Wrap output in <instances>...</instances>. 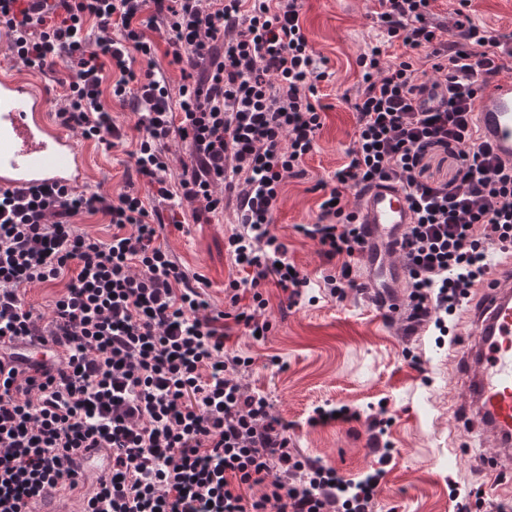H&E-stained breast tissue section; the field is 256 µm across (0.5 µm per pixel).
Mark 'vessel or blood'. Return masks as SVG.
<instances>
[{
	"label": "vessel or blood",
	"instance_id": "b4317fda",
	"mask_svg": "<svg viewBox=\"0 0 512 512\" xmlns=\"http://www.w3.org/2000/svg\"><path fill=\"white\" fill-rule=\"evenodd\" d=\"M49 99L28 78L0 70V190L64 187L84 190L90 181V155L73 129L49 118ZM478 135L505 164L512 166V77L494 76L478 93L474 106ZM367 227L369 269L381 273L388 287L405 282L402 268L390 256L414 214L398 186L372 188L357 207ZM481 296L467 317L470 339L461 352L463 394L456 407L461 422L494 448L486 466L512 462V258L496 265L480 288ZM80 488L91 487L112 470L103 448L76 457Z\"/></svg>",
	"mask_w": 512,
	"mask_h": 512
}]
</instances>
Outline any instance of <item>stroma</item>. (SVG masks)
Wrapping results in <instances>:
<instances>
[{
	"mask_svg": "<svg viewBox=\"0 0 512 512\" xmlns=\"http://www.w3.org/2000/svg\"><path fill=\"white\" fill-rule=\"evenodd\" d=\"M375 8V0H306L302 20L309 43L316 56L326 59L329 73L313 98L323 107V127L305 159V177L283 188L273 229L310 286L294 305L279 288L265 286L272 324L268 336L262 341L236 336L230 346L251 358L243 383L267 395L273 414L288 422V433L303 454L354 481L384 469L379 512H456L461 496L481 503L480 512H512V467L488 482L472 461L476 434L448 420L462 387L457 362L438 344L436 332L406 339L370 294L351 290L344 299L331 297L323 288L327 265L315 243L296 230L316 220V184L332 182L347 161L355 120L344 95L359 80L357 55L383 39L373 20ZM134 148L131 142L112 149L96 144L94 187L113 195L123 191L134 172L129 156ZM175 214L178 222L167 225L164 245L187 270L203 276L211 303L223 308L224 288L237 276L225 249L238 227L234 205L225 203L223 212L199 218L187 208ZM413 354L422 360L420 369L410 365ZM342 404L359 410L361 420L309 424L315 408ZM381 407L393 444L392 459L384 466L367 446L364 421Z\"/></svg>",
	"mask_w": 512,
	"mask_h": 512,
	"instance_id": "stroma-1",
	"label": "stroma"
}]
</instances>
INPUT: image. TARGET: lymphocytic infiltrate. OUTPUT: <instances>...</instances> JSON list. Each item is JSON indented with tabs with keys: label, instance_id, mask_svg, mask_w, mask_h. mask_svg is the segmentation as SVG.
Here are the masks:
<instances>
[{
	"label": "lymphocytic infiltrate",
	"instance_id": "obj_1",
	"mask_svg": "<svg viewBox=\"0 0 512 512\" xmlns=\"http://www.w3.org/2000/svg\"><path fill=\"white\" fill-rule=\"evenodd\" d=\"M433 3L378 0L374 17L405 52L395 63L377 45L358 54L348 161L334 187L319 183L315 223L297 227L334 264L324 286L344 298L358 286L352 262L367 247L347 192L401 187L416 216L397 244L409 335L430 324L447 332L446 317L485 279L490 255L512 257V167L479 142L474 117L480 87L512 58V34L475 24L471 0H458L449 22ZM304 6L0 0L10 51L30 69H68L62 123L110 147L126 141L101 102V72L111 66L113 97L137 110L136 176L162 200L208 213L223 206L215 194L223 187L241 224L227 239L238 276L219 310L202 277L162 245L163 216L137 192H0V512H29L39 498L76 487L84 448L111 449L112 471L82 512H99L101 502L108 512H374L381 472L352 483L301 454L267 397L240 383L250 358L227 346L233 325L267 335L262 285L274 283L292 304L309 285L273 231L281 190L305 177L323 126L312 98L328 72L305 33ZM161 17L172 64L199 72L176 99L163 74L135 69L152 62L148 32ZM90 19L91 42L83 35ZM174 138L187 142L189 160L172 184L165 148ZM441 154L455 166L436 179L428 169ZM97 213L109 219V240L78 229L77 217ZM55 284L45 321L25 296ZM29 344L59 347L63 359L30 364ZM259 485L264 493L253 495Z\"/></svg>",
	"mask_w": 512,
	"mask_h": 512
}]
</instances>
